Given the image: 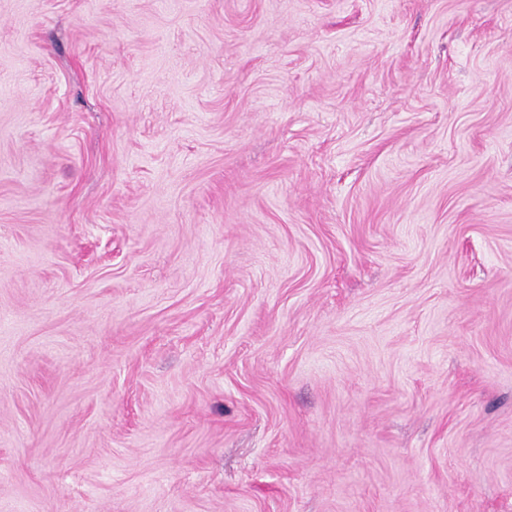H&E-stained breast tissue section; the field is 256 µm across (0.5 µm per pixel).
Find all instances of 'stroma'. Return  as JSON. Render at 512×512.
<instances>
[{"mask_svg": "<svg viewBox=\"0 0 512 512\" xmlns=\"http://www.w3.org/2000/svg\"><path fill=\"white\" fill-rule=\"evenodd\" d=\"M0 512H512V0H0Z\"/></svg>", "mask_w": 512, "mask_h": 512, "instance_id": "stroma-1", "label": "stroma"}]
</instances>
